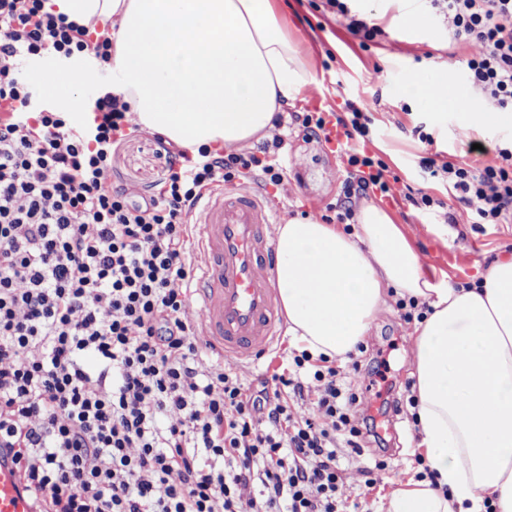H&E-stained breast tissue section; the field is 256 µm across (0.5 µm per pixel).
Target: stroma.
<instances>
[{
	"label": "stroma",
	"instance_id": "35a3bbf8",
	"mask_svg": "<svg viewBox=\"0 0 512 512\" xmlns=\"http://www.w3.org/2000/svg\"><path fill=\"white\" fill-rule=\"evenodd\" d=\"M277 6L286 17L289 39L317 73L315 86L305 87L286 108V115L316 110L340 114L349 101L370 114L376 134L366 149L380 155L398 178L393 197L383 199L381 205L412 240L424 271L437 274L452 286H461L472 283L476 263L512 252V224H469L463 220L448 224L443 213H421L404 198L406 189H421L441 199L451 211H460L458 201L441 183L419 177L420 158L438 154L456 162L491 164L496 160V143L512 137V125H473L470 113L461 105L475 99V92L462 94L460 105L440 112L408 90L416 78L426 82L439 79L448 88H456L464 74L449 70L445 57L452 52L465 57L468 47L451 44L446 35L404 24L407 0H359L366 18L386 32L379 45L368 51L360 48L358 38L346 30L341 19L312 14L307 0H277ZM32 67L62 75L94 70V78L77 90L80 110L73 119L78 124L92 119L97 94L114 81L112 72L101 69L91 56L66 61L47 57L33 62ZM378 68L383 78L376 81L372 74ZM420 124L432 135L433 144L422 143L413 135V128ZM474 143L480 144V151H471ZM284 155L288 159L287 194L276 193L271 187L264 190L275 204V223L302 214L318 219L343 205L339 152L324 141L303 139L295 131L288 137ZM167 166V155L156 142L130 138L112 153V180L149 187L165 175ZM397 301V296L388 295L364 339L368 346L363 355L366 367L383 360L390 363L385 378L375 380L366 394V413L377 425L378 438L373 445L392 451L386 459L387 469L376 474L377 485L366 505L368 512H382L394 489L425 470L417 461L421 453L419 434L409 404L415 395L409 352L414 327L401 321Z\"/></svg>",
	"mask_w": 512,
	"mask_h": 512
}]
</instances>
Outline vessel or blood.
I'll return each instance as SVG.
<instances>
[{
    "label": "vessel or blood",
    "mask_w": 512,
    "mask_h": 512,
    "mask_svg": "<svg viewBox=\"0 0 512 512\" xmlns=\"http://www.w3.org/2000/svg\"><path fill=\"white\" fill-rule=\"evenodd\" d=\"M193 305L207 345L225 359L246 364L278 342L282 327L272 271L278 242L272 208L247 185L218 189L193 208ZM0 512H34L21 471L0 459Z\"/></svg>",
    "instance_id": "obj_1"
}]
</instances>
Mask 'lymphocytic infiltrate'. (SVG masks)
Wrapping results in <instances>:
<instances>
[{
	"instance_id": "1",
	"label": "lymphocytic infiltrate",
	"mask_w": 512,
	"mask_h": 512,
	"mask_svg": "<svg viewBox=\"0 0 512 512\" xmlns=\"http://www.w3.org/2000/svg\"><path fill=\"white\" fill-rule=\"evenodd\" d=\"M481 100L512 110V0H424ZM0 0V456L25 480L35 512H345L338 447L363 453L362 392L345 367L301 352L291 369L242 379L204 363L188 312L191 212L203 192L260 176L286 190L285 125L259 150L168 151L153 191L112 182V152L146 136L122 95H100L91 123L35 108L27 62L112 59V35ZM362 42L384 36L353 0H309ZM306 138L331 127L345 154L346 197L393 195L389 166L363 150L371 118L305 112ZM472 224L512 223V140L496 163L419 162Z\"/></svg>"
}]
</instances>
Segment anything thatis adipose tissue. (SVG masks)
I'll return each instance as SVG.
<instances>
[{
  "label": "adipose tissue",
  "mask_w": 512,
  "mask_h": 512,
  "mask_svg": "<svg viewBox=\"0 0 512 512\" xmlns=\"http://www.w3.org/2000/svg\"><path fill=\"white\" fill-rule=\"evenodd\" d=\"M81 24L117 22L115 92L176 147L231 150L271 128L314 83L274 0H45ZM352 229L278 225L275 278L297 346L344 357L388 292L430 306L413 337L419 445L435 480L395 489L385 512H512V252L469 288L427 277L400 225L363 204Z\"/></svg>",
  "instance_id": "obj_1"
}]
</instances>
